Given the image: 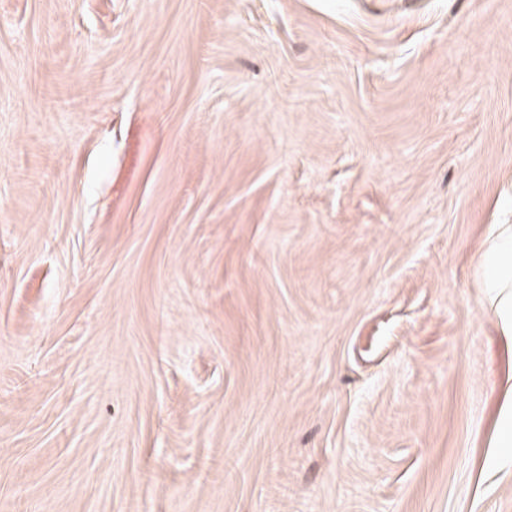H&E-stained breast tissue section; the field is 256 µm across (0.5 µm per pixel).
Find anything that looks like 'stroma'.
Segmentation results:
<instances>
[{
  "label": "stroma",
  "instance_id": "35a3bbf8",
  "mask_svg": "<svg viewBox=\"0 0 512 512\" xmlns=\"http://www.w3.org/2000/svg\"><path fill=\"white\" fill-rule=\"evenodd\" d=\"M512 0H0V512H512ZM488 316L497 335L512 342V224H497L484 253Z\"/></svg>",
  "mask_w": 512,
  "mask_h": 512
}]
</instances>
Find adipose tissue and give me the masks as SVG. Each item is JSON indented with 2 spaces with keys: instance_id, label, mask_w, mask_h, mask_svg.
Instances as JSON below:
<instances>
[{
  "instance_id": "obj_1",
  "label": "adipose tissue",
  "mask_w": 512,
  "mask_h": 512,
  "mask_svg": "<svg viewBox=\"0 0 512 512\" xmlns=\"http://www.w3.org/2000/svg\"><path fill=\"white\" fill-rule=\"evenodd\" d=\"M488 316L498 335L512 339V224L495 225L484 253Z\"/></svg>"
}]
</instances>
